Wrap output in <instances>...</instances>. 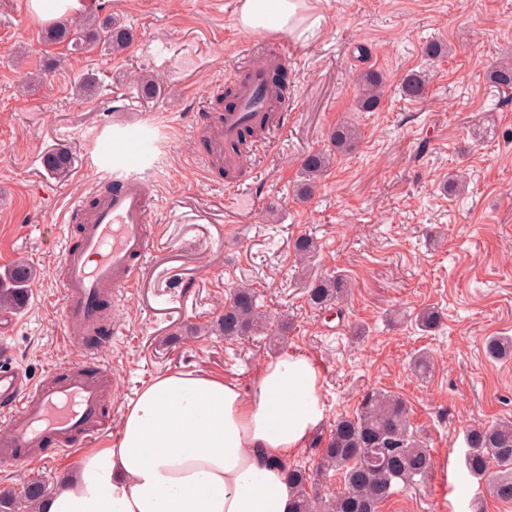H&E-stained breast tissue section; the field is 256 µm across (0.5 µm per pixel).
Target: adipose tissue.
Masks as SVG:
<instances>
[{
  "instance_id": "obj_1",
  "label": "adipose tissue",
  "mask_w": 512,
  "mask_h": 512,
  "mask_svg": "<svg viewBox=\"0 0 512 512\" xmlns=\"http://www.w3.org/2000/svg\"><path fill=\"white\" fill-rule=\"evenodd\" d=\"M308 0H240L242 31L304 34ZM306 356L261 363L250 387L193 371L154 377L118 436L84 449L40 512H292L285 466L324 412Z\"/></svg>"
}]
</instances>
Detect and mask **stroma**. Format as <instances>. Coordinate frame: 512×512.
I'll use <instances>...</instances> for the list:
<instances>
[{"label":"stroma","mask_w":512,"mask_h":512,"mask_svg":"<svg viewBox=\"0 0 512 512\" xmlns=\"http://www.w3.org/2000/svg\"><path fill=\"white\" fill-rule=\"evenodd\" d=\"M237 0H94L99 13L132 28L121 55L45 47V27L30 0H0V271L23 261L38 276L26 306L0 331V367L38 379L56 365L87 358L65 340L58 265L71 200L114 172L121 124L143 126L134 168L150 194L152 251L137 288L105 316L114 335L99 348L112 367L105 426L92 445L114 439L121 408L142 385L173 371H199L249 385L260 363L284 351L310 357L322 382L328 433L370 389L399 394L426 436L432 474L400 488L381 512H512L464 465L465 429L512 419V359L484 352L490 336H512V89L490 72L512 61V0H316L319 21L288 41L294 87L283 141L247 158L246 177H207L192 125L215 86L243 60ZM446 45L426 56L428 43ZM383 77L380 106L355 108L356 73ZM154 74L160 93L143 98L136 80ZM425 74L423 97L404 98L401 82ZM96 84L85 94V75ZM361 131L357 149L337 156L309 198H300L303 157L330 148L341 123ZM66 149L69 180L53 178L44 156ZM467 172L451 196L450 173ZM320 250L312 274L351 283L342 323L326 322L307 302L292 251L302 234ZM259 290L272 319L287 318L283 340L208 334L228 287ZM436 307L442 323L421 331L414 318ZM425 351L428 378L411 369ZM75 457L48 464L0 463V486L69 474Z\"/></svg>","instance_id":"obj_1"}]
</instances>
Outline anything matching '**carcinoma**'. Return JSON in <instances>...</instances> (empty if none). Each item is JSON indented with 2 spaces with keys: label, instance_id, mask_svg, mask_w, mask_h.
Returning <instances> with one entry per match:
<instances>
[{
  "label": "carcinoma",
  "instance_id": "cac0c4a2",
  "mask_svg": "<svg viewBox=\"0 0 512 512\" xmlns=\"http://www.w3.org/2000/svg\"><path fill=\"white\" fill-rule=\"evenodd\" d=\"M45 45L64 42L74 51L91 53L97 49L113 55L126 51L134 40L133 33L112 19L98 14L87 15L78 25L61 18L47 27L42 35ZM492 82L498 87L512 88V66L503 63L492 72ZM357 109L374 112L381 102L382 76L373 70L360 72L356 77ZM271 93L280 100L288 95V70L278 66L268 74ZM425 79L415 73L402 83L404 96L420 98L425 94ZM359 130L348 124L336 127L332 144L338 153L354 150L359 142ZM332 155L313 151L301 162L305 181L302 189L310 191L326 172ZM44 164L59 181L66 180L72 165L68 153L56 150L45 156ZM296 258L308 262L319 250L318 242L310 235L298 236L293 243ZM36 272L27 264L19 263L0 274V309L21 310L27 303L29 286ZM309 305L329 310L340 304L350 291V283L341 274L313 277L306 282ZM440 323V313L432 307L421 309L415 316L419 329L428 332ZM211 331L226 341L244 336L267 335L268 318L263 310L259 291L249 286L229 289L224 313L211 324ZM486 355L505 360L512 357V338L490 337L485 340ZM467 451L464 464L468 472L481 479L490 468L495 474L489 483L490 494L504 502L512 501V422L498 421L471 425L465 430ZM318 449L317 472H334L342 479L343 488L334 496L319 497L309 490L310 474L297 464L287 467L288 481L294 490L293 512H380L383 503L400 485L409 488L429 477L433 456L419 430L409 418L405 400L395 394L371 389L365 392L352 415L338 418L328 437L318 436L313 441ZM50 494L49 484L43 479H32L21 491L13 488L0 490V512H38L40 502Z\"/></svg>",
  "mask_w": 512,
  "mask_h": 512
}]
</instances>
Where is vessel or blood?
Returning a JSON list of instances; mask_svg holds the SVG:
<instances>
[{
	"label": "vessel or blood",
	"instance_id": "vessel-or-blood-1",
	"mask_svg": "<svg viewBox=\"0 0 512 512\" xmlns=\"http://www.w3.org/2000/svg\"><path fill=\"white\" fill-rule=\"evenodd\" d=\"M265 70L252 68L240 85L237 107L225 113L219 125L199 117L196 131L206 144L200 157L205 167L225 162L241 167L240 158L224 153L254 113L268 105L264 91ZM112 192L94 207L85 198L70 202L68 213L80 224L77 246L61 251V313L66 330L91 329L100 320L102 306L116 288H132L140 278L149 251L148 197L140 176L118 167ZM112 386V372L104 364L57 368L41 380L20 369L0 370V412L11 415L8 433L0 435V461L47 462L54 455L99 435L101 412Z\"/></svg>",
	"mask_w": 512,
	"mask_h": 512
}]
</instances>
